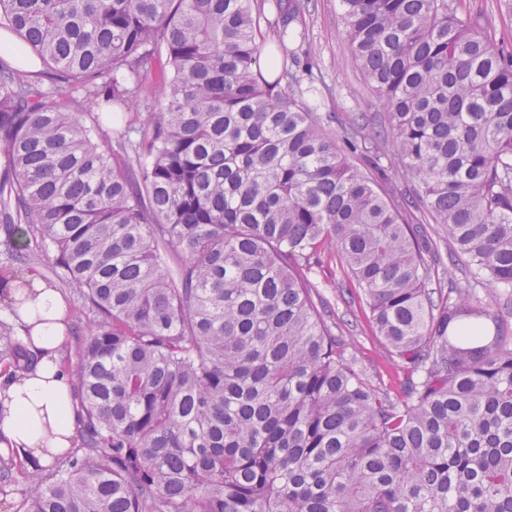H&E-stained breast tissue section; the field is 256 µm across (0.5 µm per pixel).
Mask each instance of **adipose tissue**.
<instances>
[{"instance_id":"adipose-tissue-1","label":"adipose tissue","mask_w":512,"mask_h":512,"mask_svg":"<svg viewBox=\"0 0 512 512\" xmlns=\"http://www.w3.org/2000/svg\"><path fill=\"white\" fill-rule=\"evenodd\" d=\"M18 322L29 349L39 355L29 371L0 375V447L44 468L72 446L76 412L70 375L59 352L67 338V308L56 289L37 274Z\"/></svg>"}]
</instances>
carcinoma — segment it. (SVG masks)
I'll return each mask as SVG.
<instances>
[{
    "instance_id": "carcinoma-1",
    "label": "carcinoma",
    "mask_w": 512,
    "mask_h": 512,
    "mask_svg": "<svg viewBox=\"0 0 512 512\" xmlns=\"http://www.w3.org/2000/svg\"><path fill=\"white\" fill-rule=\"evenodd\" d=\"M310 2L0 0L52 79L0 58V254L22 289L51 259L97 318L81 447L18 512H512V53L458 0H340L377 128L317 111L310 53L261 69L260 25L282 46ZM101 101L155 117L82 123ZM417 206L499 296L428 287ZM331 245L400 399L315 301ZM1 362H37L2 319Z\"/></svg>"
}]
</instances>
